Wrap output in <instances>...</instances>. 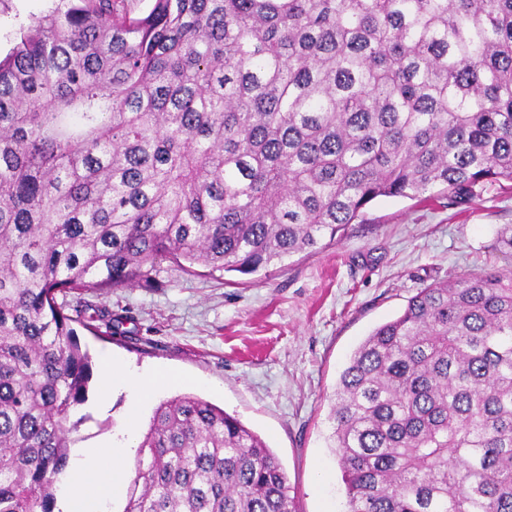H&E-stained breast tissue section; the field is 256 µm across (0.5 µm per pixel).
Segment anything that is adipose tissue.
Masks as SVG:
<instances>
[{
  "instance_id": "obj_1",
  "label": "adipose tissue",
  "mask_w": 512,
  "mask_h": 512,
  "mask_svg": "<svg viewBox=\"0 0 512 512\" xmlns=\"http://www.w3.org/2000/svg\"><path fill=\"white\" fill-rule=\"evenodd\" d=\"M134 428H127L122 445L84 450L74 466L59 500L62 512H78L87 499L107 503L112 486L124 478V460L134 451Z\"/></svg>"
}]
</instances>
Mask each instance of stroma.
<instances>
[{
    "instance_id": "1",
    "label": "stroma",
    "mask_w": 512,
    "mask_h": 512,
    "mask_svg": "<svg viewBox=\"0 0 512 512\" xmlns=\"http://www.w3.org/2000/svg\"><path fill=\"white\" fill-rule=\"evenodd\" d=\"M59 0H0V55L19 29ZM512 225V183L486 185L452 202L381 197L337 241L323 242L255 275H189L163 263L153 284L69 296L97 326L81 332L93 362L78 410L73 455L110 443L129 423L146 431L153 409L191 392L259 435L284 467L300 512H341L346 501L328 420L339 375L363 339L397 318L419 288L495 265L512 270L496 233ZM163 369L177 382L133 404L122 384L103 391V365Z\"/></svg>"
}]
</instances>
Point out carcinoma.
Returning a JSON list of instances; mask_svg holds the SVG:
<instances>
[{
  "mask_svg": "<svg viewBox=\"0 0 512 512\" xmlns=\"http://www.w3.org/2000/svg\"><path fill=\"white\" fill-rule=\"evenodd\" d=\"M512 182V0H62L0 59V512H55L92 363L74 290L252 275L379 197ZM346 512H512V271L429 284L342 370ZM122 512H297L278 458L161 401Z\"/></svg>",
  "mask_w": 512,
  "mask_h": 512,
  "instance_id": "1",
  "label": "carcinoma"
}]
</instances>
